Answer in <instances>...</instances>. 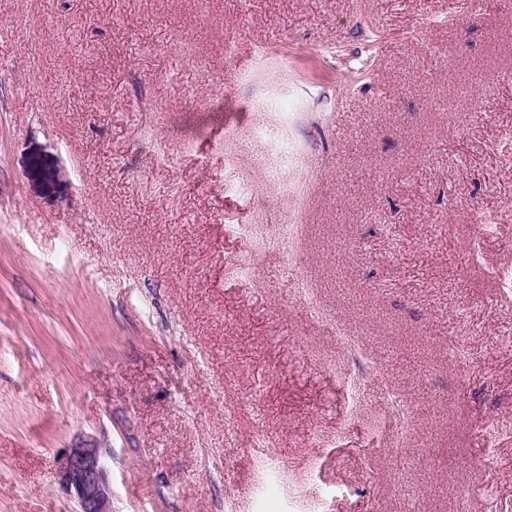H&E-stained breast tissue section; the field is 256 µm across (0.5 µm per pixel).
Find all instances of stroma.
<instances>
[{
  "label": "stroma",
  "instance_id": "1",
  "mask_svg": "<svg viewBox=\"0 0 512 512\" xmlns=\"http://www.w3.org/2000/svg\"><path fill=\"white\" fill-rule=\"evenodd\" d=\"M508 70L512 0H0V512L83 444L112 512H512Z\"/></svg>",
  "mask_w": 512,
  "mask_h": 512
}]
</instances>
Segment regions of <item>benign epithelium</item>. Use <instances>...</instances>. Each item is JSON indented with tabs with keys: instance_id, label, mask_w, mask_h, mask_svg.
<instances>
[{
	"instance_id": "obj_1",
	"label": "benign epithelium",
	"mask_w": 512,
	"mask_h": 512,
	"mask_svg": "<svg viewBox=\"0 0 512 512\" xmlns=\"http://www.w3.org/2000/svg\"><path fill=\"white\" fill-rule=\"evenodd\" d=\"M56 478L61 490L76 502L78 512H112V490L102 449H65L58 459Z\"/></svg>"
}]
</instances>
